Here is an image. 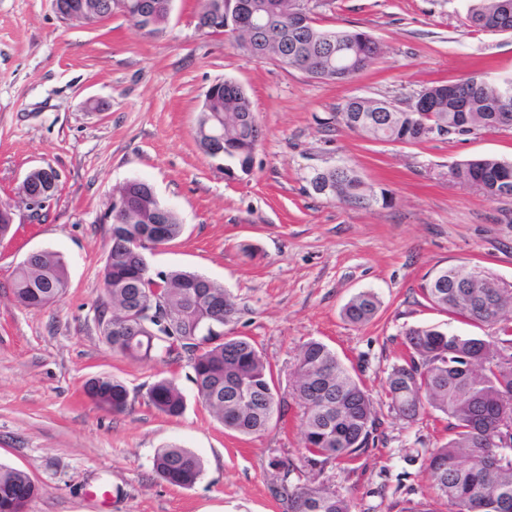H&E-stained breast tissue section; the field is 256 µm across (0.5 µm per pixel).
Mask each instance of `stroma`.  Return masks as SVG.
Instances as JSON below:
<instances>
[{
    "mask_svg": "<svg viewBox=\"0 0 512 512\" xmlns=\"http://www.w3.org/2000/svg\"><path fill=\"white\" fill-rule=\"evenodd\" d=\"M322 25L368 32L383 55L353 81L326 83L253 58L224 36L197 30L196 0H173L163 34L121 15L94 26L65 22L53 0H0V200L16 205L0 240V463L39 488L27 512H284L275 460H299V407L262 434L226 431L198 398L187 361L132 362L102 337L96 308L110 247L99 217L115 186L153 185L183 225L147 253L152 271L185 270L235 298V334L251 337L280 380L307 341L331 347L374 402L375 443L352 468L318 480L347 495L352 512H400L427 502L448 512L427 469L448 421L426 410L413 423L392 410L387 376L407 330L435 326L490 338L494 327L435 310L421 288L440 269L476 264L512 284V199L486 200L451 170L481 155L512 160V130L433 136L416 144L372 141L342 127L348 98L406 105L436 80L466 76L480 60L512 74V35H474L464 0H312ZM240 84L263 137L250 174L203 154L194 133L208 88ZM352 167L386 199L367 207L316 194L314 170ZM54 168L58 191L33 219L17 189L35 167ZM60 254L67 288L49 307L15 302L16 267L34 251ZM377 295L370 322L342 314L356 294ZM108 375L129 391L114 414L86 382ZM185 397L181 416L148 403L158 379ZM176 445L198 455L201 479L170 485L153 468ZM107 486L111 499L92 497Z\"/></svg>",
    "mask_w": 512,
    "mask_h": 512,
    "instance_id": "1",
    "label": "stroma"
}]
</instances>
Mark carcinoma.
<instances>
[{"label": "carcinoma", "mask_w": 512, "mask_h": 512, "mask_svg": "<svg viewBox=\"0 0 512 512\" xmlns=\"http://www.w3.org/2000/svg\"><path fill=\"white\" fill-rule=\"evenodd\" d=\"M249 11L270 24L265 58L289 68H302L313 78L349 82L382 54L369 34L326 29L309 17L302 32L290 20L309 0H244ZM464 25L473 32L512 30V0H469ZM224 34L245 50L250 31L238 26L227 7ZM512 102V76L492 78L486 69L470 76L434 83L414 101L399 107L388 101L352 97L336 113L337 122L363 138L419 144L433 135H468L506 128L499 103ZM200 113L224 119V160L242 173L250 172L263 131L253 103L243 87L224 81V89L203 100ZM453 177L489 201L512 198V161L481 156L458 164ZM317 194L340 203L369 205L374 191L349 166L310 178ZM131 213L110 224L111 245L103 267L107 300L97 310L112 352L135 361L185 358L192 380L209 413L240 435H257L281 419L284 397L262 351L246 336L224 331L235 322L238 308L231 293L213 281L201 287L203 276L171 270L151 272L145 258L148 244L169 243L183 231L179 217L168 211L166 223H154L157 203L135 188ZM67 288L62 257L41 251L26 257L12 283L15 301L40 309L56 302ZM423 298L434 309L496 327L492 341L462 336L435 327L405 332L406 355L387 378L392 407L414 421L429 406L448 417L451 437L428 457V470L448 512H512V449L502 445V433L512 427V288H501L478 265L443 268L426 280ZM379 300L371 292L353 297L344 318L355 325L371 321ZM292 395L302 408V466L278 461L282 473L278 495L287 512H352L351 500L321 486L290 480L303 469L323 472L364 455L377 431L373 402L348 367L326 344L304 343L296 357ZM86 393L103 410L120 413L129 391L119 380L102 375L86 383ZM149 403L170 417L182 414L185 401L170 379L148 390ZM157 474L173 486L195 485L203 473L193 452L169 446L155 455ZM38 487L23 470L0 464V512H26Z\"/></svg>", "instance_id": "carcinoma-1"}]
</instances>
